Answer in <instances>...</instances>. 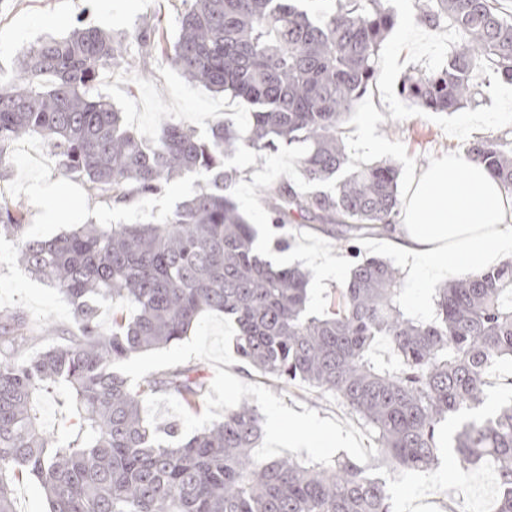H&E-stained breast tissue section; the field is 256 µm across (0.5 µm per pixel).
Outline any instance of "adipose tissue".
<instances>
[{
    "instance_id": "obj_1",
    "label": "adipose tissue",
    "mask_w": 512,
    "mask_h": 512,
    "mask_svg": "<svg viewBox=\"0 0 512 512\" xmlns=\"http://www.w3.org/2000/svg\"><path fill=\"white\" fill-rule=\"evenodd\" d=\"M386 235L422 285L476 274L512 255V197L483 164L452 155L411 180Z\"/></svg>"
}]
</instances>
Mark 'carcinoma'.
Returning <instances> with one entry per match:
<instances>
[{"instance_id":"carcinoma-1","label":"carcinoma","mask_w":512,"mask_h":512,"mask_svg":"<svg viewBox=\"0 0 512 512\" xmlns=\"http://www.w3.org/2000/svg\"><path fill=\"white\" fill-rule=\"evenodd\" d=\"M174 41L147 24L130 33L79 25L30 44L16 76L0 80V166L13 143L40 137L89 203H127L163 193L187 173L195 189L158 223L77 224L51 239L27 236L26 211L0 198V237L19 243L18 267L73 307L77 329L30 331L0 314V512H16L19 477L37 481L49 512H392L387 483L349 459L307 466L257 461V406L243 400L224 419L179 438L142 416L149 395L191 409L206 400L198 370L173 367L136 385L113 368L187 336L206 312L233 318L239 355L260 375L336 396L369 429L394 469L439 464L442 423L480 404L498 363L512 359V262L435 289L434 315L409 316L391 263L363 257L320 315L309 312L311 269L276 267L257 251L235 199L239 153L288 148L301 176L259 190L271 223L298 220L327 232L379 234L399 216V166H352L345 118L373 87L379 51L395 24L386 0H333L313 17L300 0H178ZM416 20L459 40L444 65L409 74L400 93L430 112L472 101V73L489 67L512 82V15L500 0H415ZM162 55L189 81L250 107L206 136L163 121L151 143L124 127L95 91L99 73ZM465 154L512 194V140L478 136ZM116 306L112 325L103 306ZM46 336L59 340L30 354ZM384 339L393 363L375 360ZM52 397L58 420L42 405ZM464 479L490 456L512 512V406L464 420L452 437Z\"/></svg>"}]
</instances>
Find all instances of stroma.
I'll return each mask as SVG.
<instances>
[{"mask_svg":"<svg viewBox=\"0 0 512 512\" xmlns=\"http://www.w3.org/2000/svg\"><path fill=\"white\" fill-rule=\"evenodd\" d=\"M397 23L390 31L377 60L376 83L346 118L350 131L348 153L353 161L373 163L397 160L400 184L416 177L420 170L448 156L464 151L476 137L512 136V97L496 81L491 70L474 72L473 81L480 87L474 100L452 113L426 112L398 93V84L409 67L429 72L441 66L455 35L448 30L420 32L412 23L415 0H389ZM84 22L107 32H130L145 22L158 24L168 38L179 30L176 10L169 0H0V74L15 71L18 50L48 36L67 34L77 22ZM119 110L127 128L145 140L153 139L161 123L169 118L185 122L200 134L233 113L239 125H246L249 114L243 106L210 89L189 82L162 57H154L147 66H132L115 71L100 86ZM483 113L480 124H473L471 113ZM369 126L374 139L385 146L383 153L359 148L357 132ZM235 165L242 178L235 187L236 200L259 233L258 245L274 265L303 262L315 276L310 284V310L320 313L330 292L340 285L332 275L334 265L350 272L359 256H378L392 262L403 274L402 302L414 317H429L433 311L434 292L421 287L404 266L401 254L376 235H366L355 243L337 239L336 235L317 232L306 224L296 223L278 230L258 200V187L291 174L287 152L254 153L236 156ZM59 160L38 137H25L13 145L9 160L0 171V196L23 204L28 213V234L49 239L72 225L94 222L109 224L163 220L193 188L196 177L187 174L172 182L166 192L138 200L133 206L116 208L88 204L80 182L61 174ZM60 185L67 188L77 202L75 210L62 214L51 224L43 220L45 201L33 198L31 187ZM18 244L0 238V312H19L35 328L53 323L62 330L76 327L70 306L44 282L19 268L14 260ZM228 373L246 383L260 384L281 397L289 408L304 405L319 417L339 422L350 414L333 395H315L303 385L285 387L257 373L242 358H235ZM512 404V360L502 362L485 389L482 403L470 410V417L494 413ZM368 450L367 465L374 475L384 479L393 497L396 512H490L496 500L490 493L497 482V468L492 459L471 466L465 482L456 480V463L451 448L440 453V465L431 472H406L379 462L373 452L372 439H364Z\"/></svg>","mask_w":512,"mask_h":512,"instance_id":"35a3bbf8","label":"stroma"}]
</instances>
